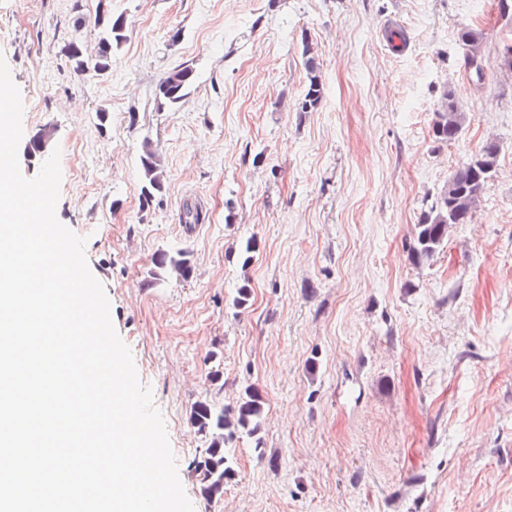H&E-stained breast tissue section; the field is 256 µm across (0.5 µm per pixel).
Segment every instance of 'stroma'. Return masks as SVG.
I'll use <instances>...</instances> for the list:
<instances>
[{
  "label": "stroma",
  "mask_w": 512,
  "mask_h": 512,
  "mask_svg": "<svg viewBox=\"0 0 512 512\" xmlns=\"http://www.w3.org/2000/svg\"><path fill=\"white\" fill-rule=\"evenodd\" d=\"M497 3L111 0L127 39L90 76L64 48L95 44L75 20L98 0H0L23 129H57L56 216L88 239L194 512H512V78L498 68L512 17ZM464 24L485 37L478 87ZM305 32L324 93L299 112ZM184 65L188 97L158 107L159 79ZM448 86L471 115L453 144L431 132ZM489 138L498 169L474 219L414 262L426 205ZM146 139L164 169L147 209ZM187 204L204 223L185 227ZM165 248L189 251L191 279L152 276ZM248 385L261 429L236 441L211 503L188 471L204 446L188 411L233 407Z\"/></svg>",
  "instance_id": "obj_1"
}]
</instances>
